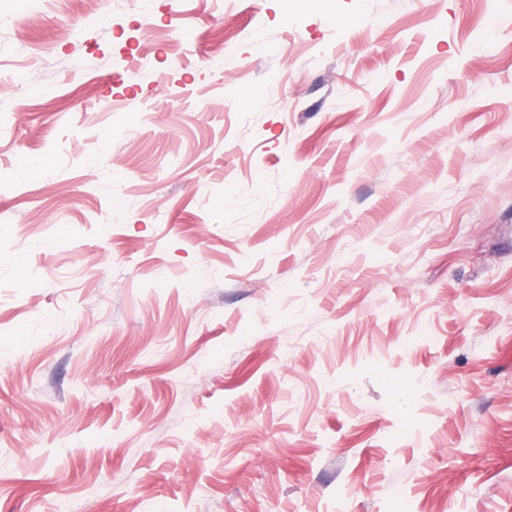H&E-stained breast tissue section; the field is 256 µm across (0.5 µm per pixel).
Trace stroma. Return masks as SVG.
I'll return each mask as SVG.
<instances>
[{"label":"stroma","instance_id":"1","mask_svg":"<svg viewBox=\"0 0 512 512\" xmlns=\"http://www.w3.org/2000/svg\"><path fill=\"white\" fill-rule=\"evenodd\" d=\"M72 500L512 512V0H0V512Z\"/></svg>","mask_w":512,"mask_h":512}]
</instances>
